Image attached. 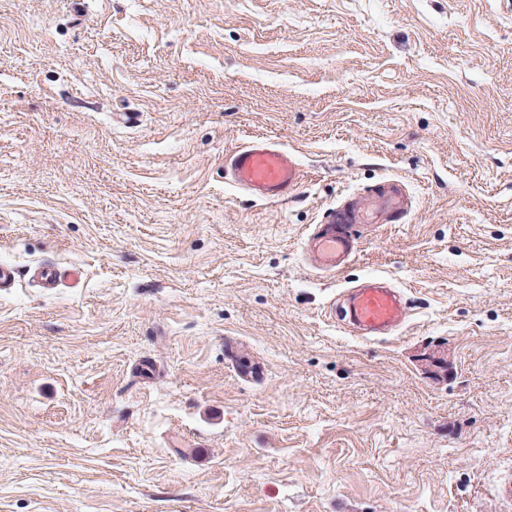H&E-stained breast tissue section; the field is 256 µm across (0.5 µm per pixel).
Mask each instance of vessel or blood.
<instances>
[{
  "label": "vessel or blood",
  "instance_id": "obj_1",
  "mask_svg": "<svg viewBox=\"0 0 512 512\" xmlns=\"http://www.w3.org/2000/svg\"><path fill=\"white\" fill-rule=\"evenodd\" d=\"M223 170L230 182L252 197L265 200L288 198L301 182L295 156L283 146L250 140L226 154ZM408 201L400 184L390 182L370 195L333 209L326 224L304 240L305 252L317 270H341L359 248L353 228L359 224H390L405 218ZM408 313L402 292L379 278L345 290L333 306V314L360 336H388L401 328Z\"/></svg>",
  "mask_w": 512,
  "mask_h": 512
}]
</instances>
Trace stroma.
Here are the masks:
<instances>
[{
	"instance_id": "obj_1",
	"label": "stroma",
	"mask_w": 512,
	"mask_h": 512,
	"mask_svg": "<svg viewBox=\"0 0 512 512\" xmlns=\"http://www.w3.org/2000/svg\"><path fill=\"white\" fill-rule=\"evenodd\" d=\"M252 137L288 200L225 181ZM1 262L0 512H512V0H0ZM374 276L409 313L364 339ZM223 170L236 188L265 201L288 199L301 182L295 156L266 141L250 140L226 154ZM408 201L400 184L389 182L370 195L354 198L333 209L327 224L304 239L305 252L317 270L336 273L359 248L353 232L357 224H391L405 218ZM333 314L360 336H388L401 328L408 313L402 291L380 278L349 288L333 305Z\"/></svg>"
}]
</instances>
